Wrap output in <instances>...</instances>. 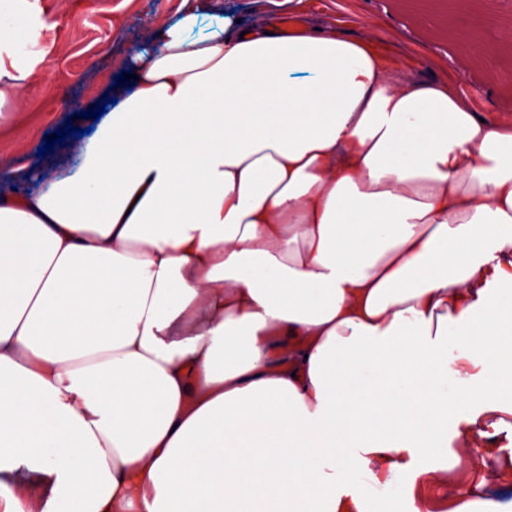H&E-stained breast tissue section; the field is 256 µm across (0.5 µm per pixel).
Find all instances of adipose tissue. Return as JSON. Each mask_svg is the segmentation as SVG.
I'll list each match as a JSON object with an SVG mask.
<instances>
[{
	"label": "adipose tissue",
	"mask_w": 512,
	"mask_h": 512,
	"mask_svg": "<svg viewBox=\"0 0 512 512\" xmlns=\"http://www.w3.org/2000/svg\"><path fill=\"white\" fill-rule=\"evenodd\" d=\"M179 0L0 196L5 512H431L512 483V122L358 28ZM0 6V108L43 77ZM454 442H449L448 444V460L445 461H434L432 464L440 465L443 467H447V476L448 480L454 481L455 483L448 482V493L446 491L445 485H441L440 487L434 488L433 490H428L434 499V508L432 512H448L444 510H448L454 502H456L460 497H448L449 495L459 494L465 486L460 483H456L459 478L467 477L471 480V474L469 471V460L464 455L457 456L455 454ZM40 475L36 467L26 461H15L0 471V494L17 483L28 485L33 490L39 486ZM2 483V489H1Z\"/></svg>",
	"instance_id": "adipose-tissue-1"
}]
</instances>
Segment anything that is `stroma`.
Returning <instances> with one entry per match:
<instances>
[{
	"label": "stroma",
	"mask_w": 512,
	"mask_h": 512,
	"mask_svg": "<svg viewBox=\"0 0 512 512\" xmlns=\"http://www.w3.org/2000/svg\"><path fill=\"white\" fill-rule=\"evenodd\" d=\"M49 25L40 29L34 46L44 55L47 78L34 80L18 108L0 111V163L23 166L42 174L73 162V155L55 151L38 157L48 134L73 124L76 103L92 104L105 84L117 76L120 63L133 47L148 43L151 28L170 20L178 0H44ZM305 8L341 26L361 17L383 18L379 38L397 47L400 55L417 57L420 73L435 76L430 61L451 55L462 88L475 106L512 120V57L500 55L488 65L478 52L460 54L456 31L418 10L416 0H302Z\"/></svg>",
	"instance_id": "35a3bbf8"
}]
</instances>
